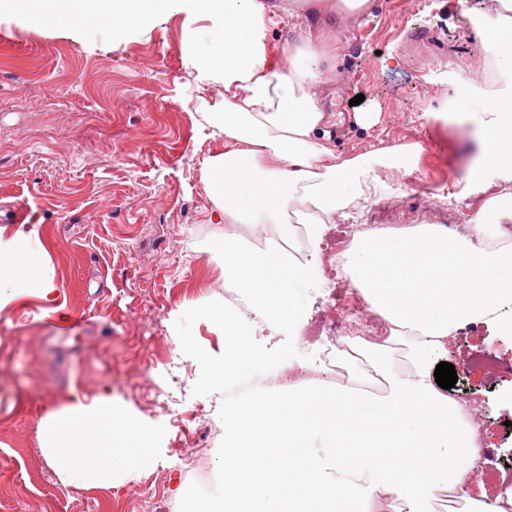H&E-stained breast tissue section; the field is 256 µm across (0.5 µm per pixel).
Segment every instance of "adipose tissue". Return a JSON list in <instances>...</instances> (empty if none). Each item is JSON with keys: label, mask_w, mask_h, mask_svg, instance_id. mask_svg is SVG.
Instances as JSON below:
<instances>
[{"label": "adipose tissue", "mask_w": 512, "mask_h": 512, "mask_svg": "<svg viewBox=\"0 0 512 512\" xmlns=\"http://www.w3.org/2000/svg\"><path fill=\"white\" fill-rule=\"evenodd\" d=\"M30 24L50 19L73 29L111 22L127 31L136 22L173 14L208 21L210 46L221 65L196 61L200 77L224 88L222 111L201 115L202 127L223 136L224 149L208 157L202 177L216 223L274 224L287 230L293 203L308 210L311 245H319L325 220L384 188L380 167L410 170L419 144L375 148L337 160L324 126V94L334 50L313 31L321 19L349 20L370 0H290L278 16L267 0H34ZM496 23L483 37L496 66L512 73V0H495ZM287 22L294 43L287 67L268 60V25ZM483 110L476 119L479 157L469 191L501 188L470 218L475 234L512 220V81L494 94L473 87ZM15 231L0 240V310L15 286L36 278L42 297L55 289L47 261L25 248ZM225 280L248 302L247 310L213 305L206 321L224 335V353L201 359V375L229 386L266 364L253 339L257 326L271 333L297 328L302 288L319 279L317 263L295 261L278 242L255 250L225 235L220 250ZM347 269L372 311L390 325L401 346L370 350L381 394L349 385H302L274 396L245 395L224 410V482L210 497L191 501L189 512H434L441 491L464 486L481 450L464 410L438 386L436 357L449 338L473 323L512 336V248L490 249L469 237L421 224L400 235L362 237ZM47 448L65 484L108 489L138 473L150 459L144 427L116 407L108 393L92 402L73 395L52 412Z\"/></svg>", "instance_id": "adipose-tissue-1"}]
</instances>
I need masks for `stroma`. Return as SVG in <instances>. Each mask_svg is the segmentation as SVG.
Instances as JSON below:
<instances>
[{"label":"stroma","instance_id":"obj_1","mask_svg":"<svg viewBox=\"0 0 512 512\" xmlns=\"http://www.w3.org/2000/svg\"><path fill=\"white\" fill-rule=\"evenodd\" d=\"M185 17L139 23L124 36L91 25L80 38L56 23L0 17V226L27 206L56 290L30 288L0 312V504L4 512H187L199 476L224 468L229 389L200 379V357L221 354L224 337L200 315L223 303L224 264L214 246L233 233L263 247L271 224H219L202 180L205 158L224 139L201 128L220 111L221 85L198 79L201 47H187ZM336 45L335 96L325 124L337 159L374 147L421 143L410 174L379 170L388 193L367 209L326 222L320 249L290 234L298 261L325 254L343 227L403 233L419 224L456 229L482 197L467 194L473 124L438 119L454 81L476 83L490 53L463 22L460 0H371L368 12L321 32ZM361 104H354L356 95ZM379 116L372 126L358 113ZM308 289L297 334L262 336L269 374L299 373L332 345L324 329L332 301ZM195 347L180 348L183 337ZM446 362L478 431L475 473L494 490L512 484V338L485 324L459 331ZM109 389L115 405L149 433L150 465L110 491L64 485L44 449L48 415L72 393ZM170 399L159 397V390Z\"/></svg>","mask_w":512,"mask_h":512}]
</instances>
